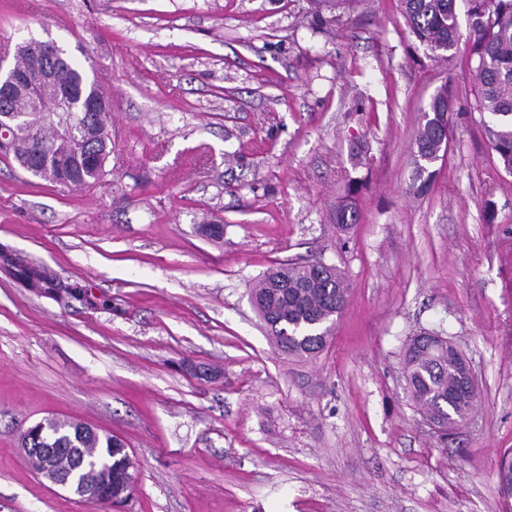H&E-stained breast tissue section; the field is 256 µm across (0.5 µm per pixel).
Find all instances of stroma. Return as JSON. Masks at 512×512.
<instances>
[{
	"label": "stroma",
	"mask_w": 512,
	"mask_h": 512,
	"mask_svg": "<svg viewBox=\"0 0 512 512\" xmlns=\"http://www.w3.org/2000/svg\"><path fill=\"white\" fill-rule=\"evenodd\" d=\"M456 13L433 61L398 0H357L326 30L308 0H0V57L53 39L112 109L97 185L0 156V512H99L30 466L20 437L46 418L124 442L135 489L112 512H506L512 174L476 109L465 0ZM443 85L448 152L414 198L415 131ZM314 259L349 297L325 349L293 359L249 290ZM423 332L477 386L446 433L406 389ZM104 172L100 175L95 171H87L83 175L78 176L76 179H72L69 181H60L57 172L53 169L43 170L40 174H32V176L45 181H49L55 185L60 186L90 187L97 184L101 180V178L104 175Z\"/></svg>",
	"instance_id": "35a3bbf8"
}]
</instances>
